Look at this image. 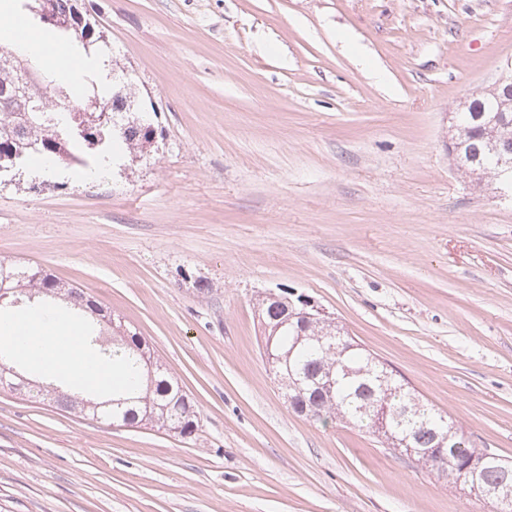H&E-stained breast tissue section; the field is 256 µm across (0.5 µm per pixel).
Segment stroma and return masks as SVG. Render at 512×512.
Masks as SVG:
<instances>
[{"mask_svg": "<svg viewBox=\"0 0 512 512\" xmlns=\"http://www.w3.org/2000/svg\"><path fill=\"white\" fill-rule=\"evenodd\" d=\"M154 135L0 182V260L83 288L200 413L189 439L0 390V512H496L285 403L257 302L302 294L512 461V198L448 156L512 0H77ZM207 292H199L198 284Z\"/></svg>", "mask_w": 512, "mask_h": 512, "instance_id": "stroma-1", "label": "stroma"}]
</instances>
